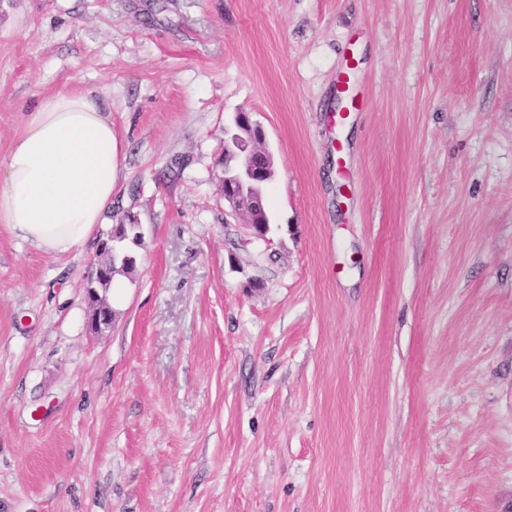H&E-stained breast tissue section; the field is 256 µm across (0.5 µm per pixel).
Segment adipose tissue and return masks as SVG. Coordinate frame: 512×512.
<instances>
[{
    "instance_id": "ef3b65f1",
    "label": "adipose tissue",
    "mask_w": 512,
    "mask_h": 512,
    "mask_svg": "<svg viewBox=\"0 0 512 512\" xmlns=\"http://www.w3.org/2000/svg\"><path fill=\"white\" fill-rule=\"evenodd\" d=\"M118 168L106 106L61 86L28 112L0 164V224L44 253L72 252L102 223Z\"/></svg>"
}]
</instances>
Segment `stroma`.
<instances>
[{"mask_svg":"<svg viewBox=\"0 0 512 512\" xmlns=\"http://www.w3.org/2000/svg\"><path fill=\"white\" fill-rule=\"evenodd\" d=\"M66 83L120 167L81 249L0 225V512H505L512 0H0V162ZM239 112L262 238L217 190ZM130 236H132L133 240H137L140 235L134 234L133 232H128L124 238L120 240H115L113 243L114 251L112 252V256L108 259L110 268L109 275L106 278L101 279L95 283V288L100 299H102V297L100 296V291L106 292L107 290H109V288H111L113 277L115 274L119 272L128 273L133 267V260L127 255H124L122 245V243L129 239Z\"/></svg>","mask_w":512,"mask_h":512,"instance_id":"obj_1","label":"stroma"}]
</instances>
